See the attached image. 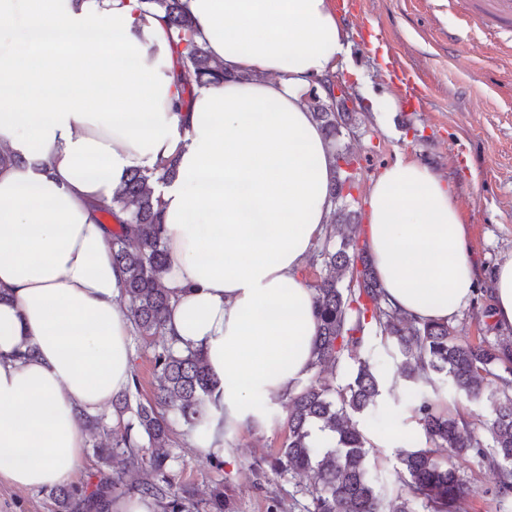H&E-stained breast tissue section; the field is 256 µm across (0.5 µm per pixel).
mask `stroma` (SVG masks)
Masks as SVG:
<instances>
[{
    "label": "stroma",
    "mask_w": 512,
    "mask_h": 512,
    "mask_svg": "<svg viewBox=\"0 0 512 512\" xmlns=\"http://www.w3.org/2000/svg\"><path fill=\"white\" fill-rule=\"evenodd\" d=\"M360 2L364 20L385 33L398 61L421 78L423 103L420 111L401 113L359 27L345 23L353 67L338 74L363 112L349 141L360 157L357 195L367 198L384 165L400 157L417 160L450 185L483 290L478 304H465L450 322L460 339L495 340L500 331L483 311L492 305L494 268L512 257V28L483 24L470 13L472 0ZM417 392L405 385L385 393L377 411L358 419L374 446L377 476L388 488L397 479L398 445L424 441L412 418ZM266 416L264 427H244L228 436L219 469L176 438L170 447L173 484L202 490L223 484L235 512H268L274 498L282 502V512H301L303 478L253 467L256 458L276 452L288 434L285 404L267 405ZM453 463L475 489L468 512H512V500L493 494V471L468 456ZM0 512H57V506L48 491L1 481Z\"/></svg>",
    "instance_id": "stroma-1"
}]
</instances>
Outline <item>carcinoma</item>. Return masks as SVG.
<instances>
[{"mask_svg": "<svg viewBox=\"0 0 512 512\" xmlns=\"http://www.w3.org/2000/svg\"><path fill=\"white\" fill-rule=\"evenodd\" d=\"M148 9L163 13L161 21L175 32L176 82L180 106L189 107L195 88L220 83L231 73L216 64L191 37L192 23L182 0H140ZM308 105L313 118L333 149L334 176L329 188L333 203L330 223L318 242L310 267H321L308 283L315 294L319 332L313 368L316 379L288 394V435L282 448L256 466L266 464L277 474L305 475L304 512H382L385 487L377 484L369 463L372 444L355 417L375 411L386 382H410L438 391L446 383L470 401H482L488 414L478 421L453 416L422 396L413 413L426 446H404L398 453V487L391 512H467L473 489L451 462L469 455L497 474L495 494L512 498V342H461L449 321L420 320L392 306L381 288L365 243L359 219L362 202L354 166L358 155L340 146L344 133H352L355 109L345 97L320 95L311 89ZM170 161L156 172L132 171L112 194V204L99 208L101 216L117 218L109 231L113 264L125 274L123 291L128 313L141 336H161L163 343L152 358L153 398L132 401V388L112 397L110 427L106 414L80 415L88 435H102L93 444L96 456L107 461L115 454L127 457L140 471L132 492L154 499L158 512H232L229 495L216 486L201 496L191 487H176L167 478L171 456L165 451L175 428L186 433L209 426V398L214 381L198 351L179 350L165 338L168 291L161 285L167 269L164 226L155 186L171 180ZM386 341L395 361L392 379L385 378L368 358L356 359L370 335ZM357 367L341 381L327 380L346 359ZM123 475L92 473L78 485H60L50 491L60 512H106V504L123 486Z\"/></svg>", "mask_w": 512, "mask_h": 512, "instance_id": "cac0c4a2", "label": "carcinoma"}]
</instances>
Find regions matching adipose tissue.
Returning a JSON list of instances; mask_svg holds the SVG:
<instances>
[{"mask_svg":"<svg viewBox=\"0 0 512 512\" xmlns=\"http://www.w3.org/2000/svg\"><path fill=\"white\" fill-rule=\"evenodd\" d=\"M183 3L194 42L230 73L184 110L175 34L139 0H0V149L35 158L0 168V478L13 486L70 482L87 445L80 413L132 383L124 275L93 210L131 171L176 163L156 190L165 329L204 354L219 400L191 447L223 460L225 434L312 375L318 321L301 272L332 210V148L305 94L341 61L346 34L331 0ZM366 246L404 313L445 320L473 295L453 193L417 162L396 160L370 185ZM492 296L512 329V257ZM30 344L35 358L16 359Z\"/></svg>","mask_w":512,"mask_h":512,"instance_id":"adipose-tissue-1","label":"adipose tissue"}]
</instances>
